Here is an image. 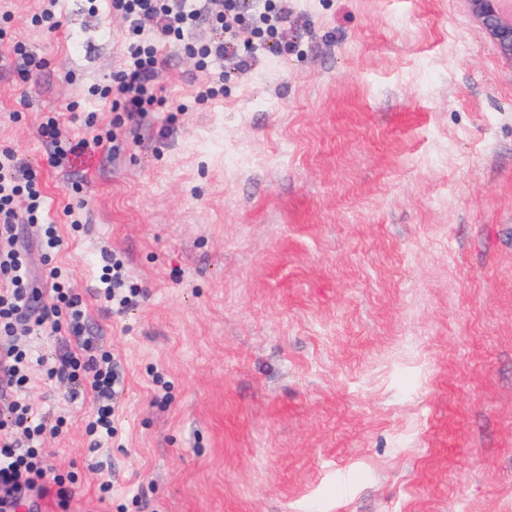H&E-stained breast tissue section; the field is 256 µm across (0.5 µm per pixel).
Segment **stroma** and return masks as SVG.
Returning a JSON list of instances; mask_svg holds the SVG:
<instances>
[{
    "mask_svg": "<svg viewBox=\"0 0 512 512\" xmlns=\"http://www.w3.org/2000/svg\"><path fill=\"white\" fill-rule=\"evenodd\" d=\"M285 7L244 69L198 65L201 18L133 121L89 92L125 60L108 0H0V149L39 168L61 240L15 245L122 379L95 441L90 391L45 377L74 341L26 337L24 396L62 423L43 452L76 480L64 502L40 482L52 512H512V64L463 0ZM17 40L45 62L25 82ZM109 255L144 290L122 313ZM40 133L52 146V150H50L47 158L48 164L53 168L60 167L67 159L71 148L57 139L55 121L48 118L46 122L42 123Z\"/></svg>",
    "mask_w": 512,
    "mask_h": 512,
    "instance_id": "obj_1",
    "label": "stroma"
}]
</instances>
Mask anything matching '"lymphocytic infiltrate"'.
Segmentation results:
<instances>
[{"mask_svg":"<svg viewBox=\"0 0 512 512\" xmlns=\"http://www.w3.org/2000/svg\"><path fill=\"white\" fill-rule=\"evenodd\" d=\"M113 11L126 21L127 59L99 95L111 109L126 112L129 118L143 117L162 108L156 84L161 72L158 45L180 40L201 17L212 18L223 28L222 40L201 44L198 62L226 56L238 47L244 31V14L249 0H111ZM25 199V210H17V199ZM45 224L41 245L52 252L60 245L54 225L45 222V195L38 172L8 148L0 149V242H10L0 249V391L10 393L7 415L9 435L0 437V492L9 494L35 487L50 470L41 445L60 431L59 425L36 419L23 391L29 381L32 358L28 350L14 344L15 336L31 332L67 330L77 352L58 355L47 367L48 379H66L94 393L98 406L89 424L92 435H112V400L117 394L119 376L112 366V356L99 352L87 325L83 300L69 293L60 282L57 269L43 276V285H35L23 253L14 241L22 224ZM49 304H42V297Z\"/></svg>","mask_w":512,"mask_h":512,"instance_id":"f902f5d3","label":"lymphocytic infiltrate"}]
</instances>
